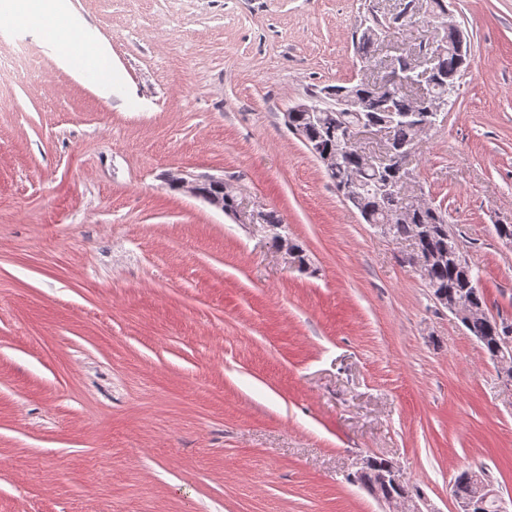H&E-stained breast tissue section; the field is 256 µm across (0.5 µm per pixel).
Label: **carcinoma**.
Wrapping results in <instances>:
<instances>
[{
  "label": "carcinoma",
  "instance_id": "obj_1",
  "mask_svg": "<svg viewBox=\"0 0 512 512\" xmlns=\"http://www.w3.org/2000/svg\"><path fill=\"white\" fill-rule=\"evenodd\" d=\"M375 40L364 34L353 37V45L362 63L370 61V49ZM470 61L461 59L452 54H444L437 62V79L429 90L434 100H448V88L456 84L457 76L468 69ZM363 94L373 92L369 85L360 82L350 85H331L323 88L327 102L325 111L321 113V120L311 121L304 112H296L290 117L291 124L303 135L305 146L312 147L316 152H326L338 155L336 167L326 170L327 176L336 188V192L344 197L353 192L358 196L359 209L366 216L368 224H387L389 232L396 238H418L419 251L427 255L450 256L443 264H435L428 271L426 285L432 295L445 293L450 296L466 295L475 305L483 310L486 300L483 291L475 282H469L461 277V273L454 265V253L461 252V246L456 236L448 230V221L442 211L432 205L411 208V203L405 198L395 194L388 200L381 199L375 192L376 183L383 180V176L361 162L354 151L346 149L349 129L359 119L376 123L387 124L391 146L400 151L412 147L421 129L412 119L399 117L397 113L408 112L412 109V100L400 89L395 90L391 98L392 112H387L381 102L371 103L370 109L365 112H347L342 103L351 91ZM410 209L407 216L400 220L391 221V215ZM461 323L478 339L489 357H494L508 337L500 328L498 320L481 313V317L471 322L461 320ZM389 461L379 459L366 470L354 475L353 481L367 486L372 491L392 493L399 499L411 497L405 486L385 488L382 484L381 474L388 466ZM479 473L485 481H490L489 475L482 469L478 471H465L452 486V495L459 501H478L479 484L474 474Z\"/></svg>",
  "mask_w": 512,
  "mask_h": 512
}]
</instances>
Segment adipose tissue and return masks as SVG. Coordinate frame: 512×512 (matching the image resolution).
Returning <instances> with one entry per match:
<instances>
[{"label": "adipose tissue", "mask_w": 512, "mask_h": 512, "mask_svg": "<svg viewBox=\"0 0 512 512\" xmlns=\"http://www.w3.org/2000/svg\"><path fill=\"white\" fill-rule=\"evenodd\" d=\"M0 21L38 23L46 41L63 62L83 61L103 91L112 89V72L100 66L98 51L74 34L62 0H0Z\"/></svg>", "instance_id": "ef3b65f1"}]
</instances>
